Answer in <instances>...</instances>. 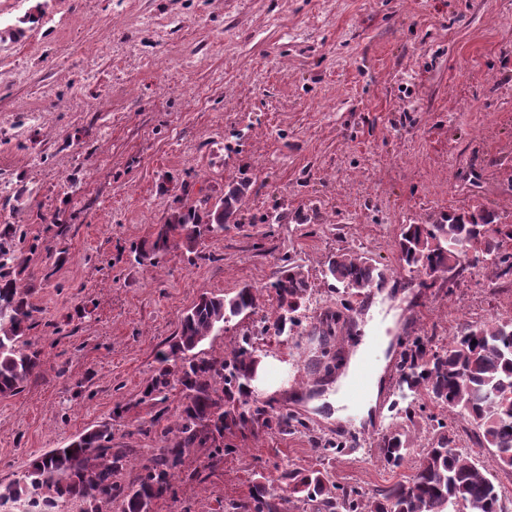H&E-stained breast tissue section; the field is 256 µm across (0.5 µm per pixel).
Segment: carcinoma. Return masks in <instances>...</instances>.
I'll use <instances>...</instances> for the list:
<instances>
[{
  "label": "carcinoma",
  "mask_w": 512,
  "mask_h": 512,
  "mask_svg": "<svg viewBox=\"0 0 512 512\" xmlns=\"http://www.w3.org/2000/svg\"><path fill=\"white\" fill-rule=\"evenodd\" d=\"M249 189L248 179L233 180L213 203L207 198L189 203V191L183 189L176 213L160 226L154 241L134 250L135 260L154 266L162 253L178 245L197 253L202 241L237 223ZM18 238L13 225L0 229L1 399L19 394L41 366L39 342L27 336L35 327L37 308L30 302L34 288L21 283L28 256L17 247ZM510 240L512 225L497 223L491 211L474 209L446 213L433 224H405L396 248L401 266L420 277L419 286L428 288L445 275L459 276L480 264L500 269L501 277L512 276V254L504 250ZM325 277L351 296L382 288L388 280L387 272L365 254L331 257ZM266 291L278 304L267 322L280 337L297 323V313L310 299L312 288L302 267L290 260ZM261 305L259 290L244 286L232 295L203 293L181 315L173 343L158 352L159 367L141 392V401L156 406L165 403L173 385H178L176 423L162 425V409L139 423L138 434L159 432L168 442L141 462L131 481L122 483L115 477L128 469L138 449L112 447V425L105 422L65 447L31 460L20 480L0 485V501L38 500L49 509L69 498L83 504L82 512H103L104 505L119 512H153L157 501L173 493L174 480L184 473L191 449L207 451L211 471L224 455L238 452L224 438L245 440L260 432L287 431L290 416L255 398L252 385L263 365L253 337L240 336L220 359L193 353L214 330L256 315ZM348 308L344 303L342 309L326 315L320 336L336 335ZM400 372L405 426L382 434L376 448L384 468L393 472L410 462L411 474L368 494L334 483L320 470L303 473L279 466L275 482L298 493L295 512H306L308 504L315 506V512H451L453 507L456 512H505L498 474L512 477V321L467 324L440 347L431 338L417 336L402 352ZM424 400L456 412L466 423L472 446L491 456L497 473H490L472 453L457 449L458 428L425 415ZM424 419L432 422V437L414 457L412 431ZM201 476L197 468L186 474L190 480ZM283 502L277 487L265 480L253 483L245 497L229 501L225 509L284 512Z\"/></svg>",
  "instance_id": "carcinoma-1"
}]
</instances>
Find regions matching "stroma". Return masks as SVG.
I'll list each match as a JSON object with an SVG mask.
<instances>
[{"instance_id":"obj_1","label":"stroma","mask_w":512,"mask_h":512,"mask_svg":"<svg viewBox=\"0 0 512 512\" xmlns=\"http://www.w3.org/2000/svg\"><path fill=\"white\" fill-rule=\"evenodd\" d=\"M240 177L239 223L198 258L135 261L182 187L215 197ZM472 205L512 225V0H0V226L36 247L33 334L52 339L0 400V484L104 422L113 447L147 458L161 441L136 432L153 411L141 391L182 312L266 288L288 259L313 295L288 336L260 340L255 393L301 426L248 437L154 512H225L283 464L366 493L402 479L377 461L374 426L332 418L328 355L512 319L510 276L477 267L422 288L400 266L402 225ZM339 253L390 270L385 292L337 293L324 270ZM346 299L347 328L312 336Z\"/></svg>"}]
</instances>
